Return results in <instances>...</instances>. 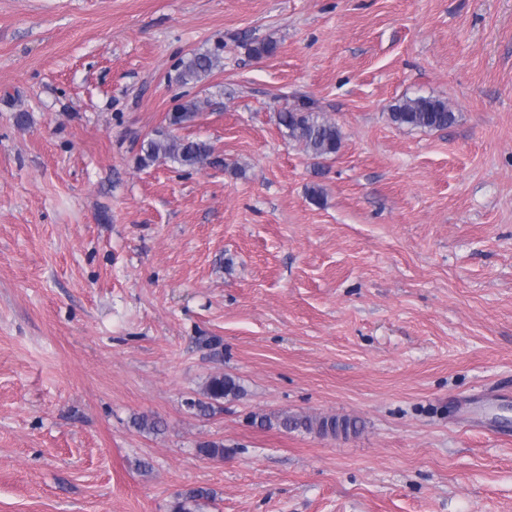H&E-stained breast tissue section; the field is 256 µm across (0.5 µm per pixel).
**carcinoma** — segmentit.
Listing matches in <instances>:
<instances>
[{
	"label": "carcinoma",
	"mask_w": 512,
	"mask_h": 512,
	"mask_svg": "<svg viewBox=\"0 0 512 512\" xmlns=\"http://www.w3.org/2000/svg\"><path fill=\"white\" fill-rule=\"evenodd\" d=\"M276 50L271 40L253 43L248 53L256 59L270 57ZM220 63L217 52L193 53L181 61L179 79L182 83L199 81L209 75ZM201 105L190 100L179 107L177 116L168 126L184 125L193 120ZM389 118L399 127L442 130L456 121V115L448 101L432 96L406 98L393 105ZM278 123L287 131L290 139L314 158H327L338 153L342 146V133L336 123L319 112L307 107L285 110L278 114ZM213 148L203 140L180 137L171 131L158 130L143 142L140 161L150 165L160 159H170L182 166L197 167L216 163ZM241 386L231 376L218 374L209 379L204 390V399L193 400L190 407L207 416L215 405L228 397H237ZM258 424L262 427H276L285 432L303 430L321 435L348 434L357 431V423L336 417H316L281 413L274 416L261 415ZM213 497V491L198 487L181 493L172 505L171 512H199L202 502Z\"/></svg>",
	"instance_id": "carcinoma-1"
}]
</instances>
